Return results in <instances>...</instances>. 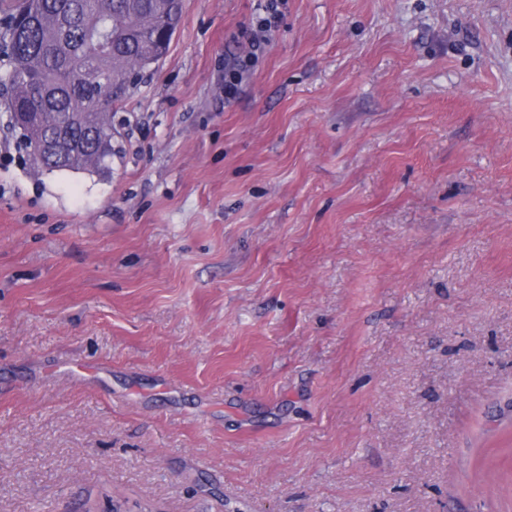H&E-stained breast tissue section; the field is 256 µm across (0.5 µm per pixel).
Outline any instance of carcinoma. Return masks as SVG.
<instances>
[{"label":"carcinoma","instance_id":"1","mask_svg":"<svg viewBox=\"0 0 512 512\" xmlns=\"http://www.w3.org/2000/svg\"><path fill=\"white\" fill-rule=\"evenodd\" d=\"M163 0H0V46L7 53L0 86L10 93L0 107L10 113L37 112L28 124L15 123L34 170L103 176L112 152L98 155V144L112 142L110 104L129 90L128 77L155 61L154 37L181 14L167 19ZM61 128L97 145L54 164L40 159V141Z\"/></svg>","mask_w":512,"mask_h":512}]
</instances>
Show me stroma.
Returning a JSON list of instances; mask_svg holds the SVG:
<instances>
[{
	"label": "stroma",
	"instance_id": "35a3bbf8",
	"mask_svg": "<svg viewBox=\"0 0 512 512\" xmlns=\"http://www.w3.org/2000/svg\"><path fill=\"white\" fill-rule=\"evenodd\" d=\"M264 4L183 0L108 179L0 113V512H512V0H287L225 89Z\"/></svg>",
	"mask_w": 512,
	"mask_h": 512
}]
</instances>
